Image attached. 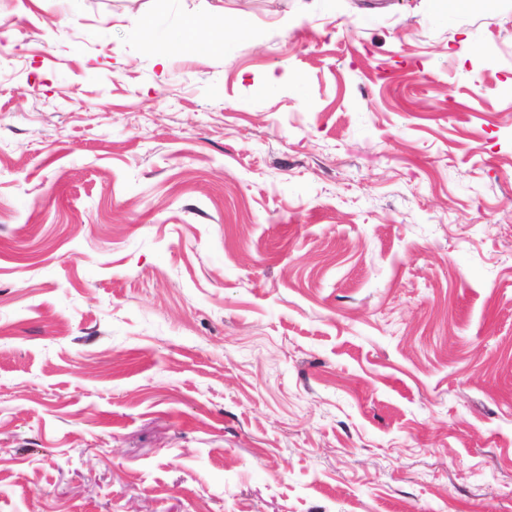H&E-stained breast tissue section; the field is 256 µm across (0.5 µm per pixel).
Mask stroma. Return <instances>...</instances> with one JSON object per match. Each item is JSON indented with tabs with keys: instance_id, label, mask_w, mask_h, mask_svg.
<instances>
[{
	"instance_id": "obj_1",
	"label": "stroma",
	"mask_w": 512,
	"mask_h": 512,
	"mask_svg": "<svg viewBox=\"0 0 512 512\" xmlns=\"http://www.w3.org/2000/svg\"><path fill=\"white\" fill-rule=\"evenodd\" d=\"M0 512H512V0H0ZM183 37L197 50L212 51L224 44V27L220 23L200 20L190 24Z\"/></svg>"
}]
</instances>
